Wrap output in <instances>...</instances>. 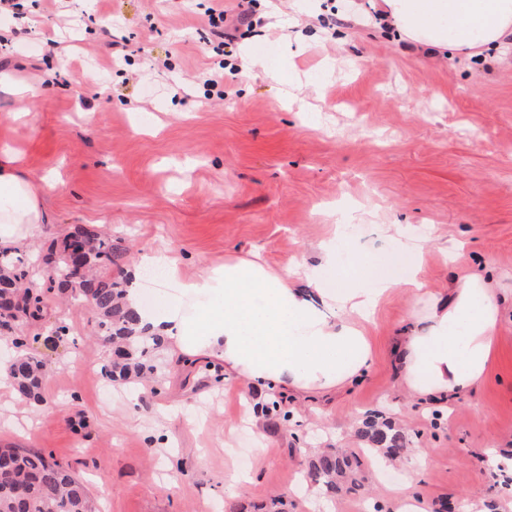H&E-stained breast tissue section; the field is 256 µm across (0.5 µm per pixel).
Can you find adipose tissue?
Returning a JSON list of instances; mask_svg holds the SVG:
<instances>
[{"instance_id": "1", "label": "adipose tissue", "mask_w": 512, "mask_h": 512, "mask_svg": "<svg viewBox=\"0 0 512 512\" xmlns=\"http://www.w3.org/2000/svg\"><path fill=\"white\" fill-rule=\"evenodd\" d=\"M378 23L431 52L512 58V0H382ZM41 221L35 186L11 160L1 161L0 247H21ZM319 249L316 266L299 261L273 271L237 260L183 282L196 297L223 282L220 311L206 307L187 317L143 305L132 293L127 305L146 335L172 342L182 355L203 353L223 361L226 374L311 395L344 389L370 369L367 326L382 299L401 289L412 308L397 359L410 394L434 406L482 380L499 332L512 325V294L494 277L463 274L441 294L427 288L419 265L398 276L395 254L362 255L346 270L337 264L339 235Z\"/></svg>"}]
</instances>
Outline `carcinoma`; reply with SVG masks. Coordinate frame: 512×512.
I'll return each mask as SVG.
<instances>
[{"instance_id": "carcinoma-1", "label": "carcinoma", "mask_w": 512, "mask_h": 512, "mask_svg": "<svg viewBox=\"0 0 512 512\" xmlns=\"http://www.w3.org/2000/svg\"><path fill=\"white\" fill-rule=\"evenodd\" d=\"M118 259L112 238L79 229L64 238L62 244H50L42 257L49 273L50 287L71 292L76 300H91L97 336L113 347L121 348L119 358H108L102 365L104 377L125 380L132 371H148L153 376L158 367L153 353L161 338L146 336L138 328V319L126 308V292L112 277V265ZM32 268L16 253L0 251V328L14 336L15 348L26 346L22 336L29 320H38L44 311L43 296L29 291L19 293L31 279ZM49 367L39 357H25L20 373L12 374L14 383L27 398L42 402L40 388ZM362 434L371 447L365 454L382 451L394 456L393 449L404 446L401 434L388 423L370 420ZM363 463L351 453L324 452L311 464V477L330 493L354 490L363 479ZM0 512H94L87 485L72 474L69 466L40 451L11 448L0 456Z\"/></svg>"}]
</instances>
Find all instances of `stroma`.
I'll use <instances>...</instances> for the list:
<instances>
[{
    "instance_id": "stroma-1",
    "label": "stroma",
    "mask_w": 512,
    "mask_h": 512,
    "mask_svg": "<svg viewBox=\"0 0 512 512\" xmlns=\"http://www.w3.org/2000/svg\"><path fill=\"white\" fill-rule=\"evenodd\" d=\"M212 0H10L0 8V150L39 192L43 222L25 256L81 227L106 231L130 272L142 255L175 259L179 280L201 265L251 259L278 270L317 263V244L363 213L353 252L395 251L425 239L422 277L448 288L458 272L512 287V64L430 55L370 22L372 0H253L263 21L224 57L198 40ZM263 61L268 71L242 69ZM223 73L227 99L201 73ZM186 94L173 97L172 83ZM401 227L391 241L382 225ZM460 245L454 260L440 248ZM179 281L141 291L143 304L193 314ZM28 353L49 373L42 404L0 390V448H31L87 481L98 512H318L300 493L320 451L364 448L362 423L389 417L425 455L409 489L426 512L457 504L512 512V490L487 471L484 449L512 455V328L481 383L450 409L426 411L405 389L396 348L410 305L395 291L369 326L374 363L338 392L298 396L228 379L207 356L185 366L166 345L163 381L106 388L88 373L108 348L94 315L58 290ZM62 323L71 336L54 339ZM279 401L281 418L256 407ZM249 457L245 486L225 479ZM358 491L329 512H395L404 481L375 458Z\"/></svg>"
}]
</instances>
